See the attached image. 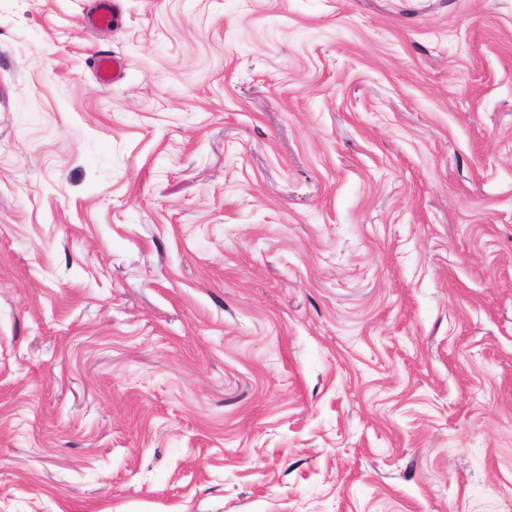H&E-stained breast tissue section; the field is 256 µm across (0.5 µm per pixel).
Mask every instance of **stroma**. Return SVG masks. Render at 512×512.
Listing matches in <instances>:
<instances>
[{
	"label": "stroma",
	"instance_id": "stroma-1",
	"mask_svg": "<svg viewBox=\"0 0 512 512\" xmlns=\"http://www.w3.org/2000/svg\"><path fill=\"white\" fill-rule=\"evenodd\" d=\"M92 2L0 0V512H512V0ZM97 78L104 84L114 82L124 68V61L117 55L95 56L92 61Z\"/></svg>",
	"mask_w": 512,
	"mask_h": 512
}]
</instances>
